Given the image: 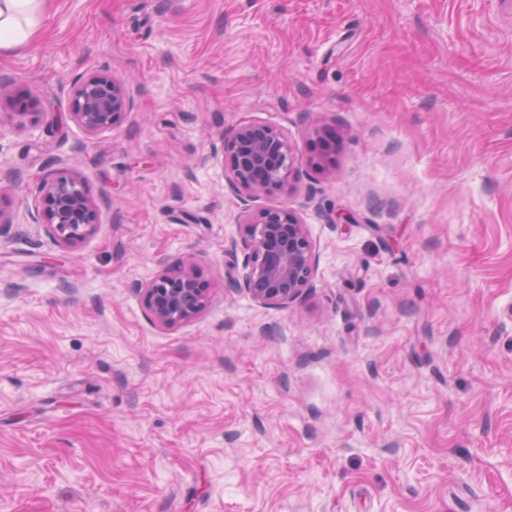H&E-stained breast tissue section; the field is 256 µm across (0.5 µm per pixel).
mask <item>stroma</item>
I'll return each mask as SVG.
<instances>
[{
	"mask_svg": "<svg viewBox=\"0 0 512 512\" xmlns=\"http://www.w3.org/2000/svg\"><path fill=\"white\" fill-rule=\"evenodd\" d=\"M103 71L133 106L91 136ZM2 79L0 512H512V0H47ZM252 123L300 176L246 205L213 152ZM279 206L317 261L265 308L230 245ZM189 255L209 303L161 328L134 286ZM129 108L124 82L109 73H96L74 83L67 113L70 121L92 135L112 129ZM39 192L44 204L42 224L57 242L71 245L94 233L99 213L80 173L60 170L42 176Z\"/></svg>",
	"mask_w": 512,
	"mask_h": 512,
	"instance_id": "obj_1",
	"label": "stroma"
}]
</instances>
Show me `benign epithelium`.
<instances>
[{
	"instance_id": "obj_1",
	"label": "benign epithelium",
	"mask_w": 512,
	"mask_h": 512,
	"mask_svg": "<svg viewBox=\"0 0 512 512\" xmlns=\"http://www.w3.org/2000/svg\"><path fill=\"white\" fill-rule=\"evenodd\" d=\"M130 99L123 81L96 73L74 83L68 119L92 135L116 126ZM317 134V161L328 162L336 143L324 144ZM225 178L237 193L254 199L289 186L298 176V158L287 135L268 124L245 125L223 141ZM42 221L57 242L75 244L94 233L99 223L96 204L78 172L57 171L40 178ZM245 274L236 287L264 307L289 308L311 287L316 255L306 224L289 207L245 212L239 223ZM147 317L172 329L199 315L208 305L210 288L195 263L187 259L175 270L156 273L139 283Z\"/></svg>"
}]
</instances>
